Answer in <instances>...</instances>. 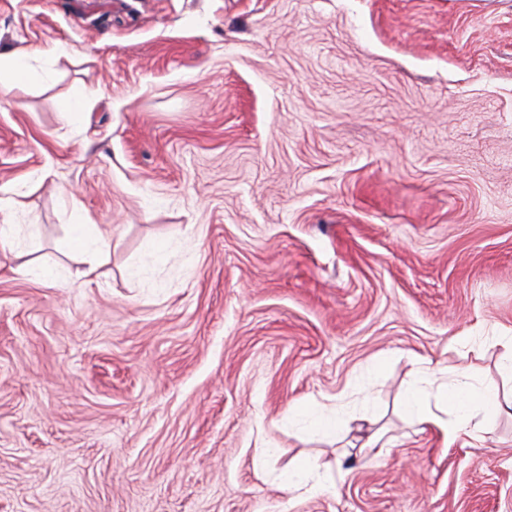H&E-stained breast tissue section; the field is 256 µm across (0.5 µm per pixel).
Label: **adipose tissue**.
Wrapping results in <instances>:
<instances>
[{"label": "adipose tissue", "mask_w": 512, "mask_h": 512, "mask_svg": "<svg viewBox=\"0 0 512 512\" xmlns=\"http://www.w3.org/2000/svg\"><path fill=\"white\" fill-rule=\"evenodd\" d=\"M39 56L36 50H18L0 56V89L21 81L50 82L52 72L34 65ZM4 210L12 219L0 225V252L23 259L26 273L56 287H68L67 267L29 261L34 227L25 221L24 202L12 196H0V212ZM111 242V231L94 222L73 225L67 246L80 253L86 265L84 277L94 276L106 262ZM382 370L383 365L379 362L362 365L354 373L347 395L327 404H302L289 410V429L307 439L328 440L350 422L369 419L377 401L375 383ZM408 395L416 423L437 428L449 443L459 441L469 446L483 442L493 417L512 413V391L499 393L458 367H418L408 382ZM447 411L452 412V419H444L443 414ZM271 479L275 486L289 494H325L334 489L319 462L307 457L298 458L288 468L272 473Z\"/></svg>", "instance_id": "ef3b65f1"}]
</instances>
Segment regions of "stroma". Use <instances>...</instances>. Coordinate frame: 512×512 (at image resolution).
<instances>
[{"label":"stroma","mask_w":512,"mask_h":512,"mask_svg":"<svg viewBox=\"0 0 512 512\" xmlns=\"http://www.w3.org/2000/svg\"><path fill=\"white\" fill-rule=\"evenodd\" d=\"M52 46L0 92V186L71 276L0 262V512H512V420L445 447L404 403L420 361L503 384L512 0H0L1 54ZM371 360L390 454L288 432ZM267 440L334 492L265 483ZM83 224H73L72 233L67 240V249L80 253L86 268L83 276L91 278L106 262L112 242V230L108 231L86 218ZM175 248L176 245L171 242L159 244L154 250L144 254L140 261L129 269V277L142 284L150 283L156 271L167 262ZM21 268L28 274L49 282L58 288H66L69 286V270L61 264H42L33 261L25 262Z\"/></svg>","instance_id":"1"}]
</instances>
